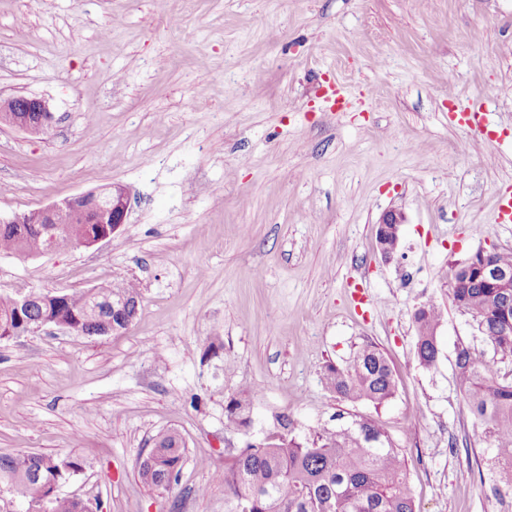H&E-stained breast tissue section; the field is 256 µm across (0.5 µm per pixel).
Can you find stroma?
<instances>
[{"label": "stroma", "instance_id": "stroma-1", "mask_svg": "<svg viewBox=\"0 0 512 512\" xmlns=\"http://www.w3.org/2000/svg\"><path fill=\"white\" fill-rule=\"evenodd\" d=\"M12 94L45 98L53 122L0 127V217L109 184L129 209L112 241L0 252V296L132 282L141 299L106 336L0 342V452L84 457L58 493L93 512H225V462L280 415L301 440L361 416L403 453L417 512H512L455 359L477 349L507 381L512 360L448 284L451 266L512 251L494 221L512 193V0H0ZM469 98L494 140L449 123ZM391 208L406 222L386 260ZM427 303L431 367L415 357ZM367 343L395 374L379 408L323 379ZM240 396L251 424L231 428ZM168 428L185 458L158 490L135 465ZM405 224L402 213L396 209L385 211L377 222L376 246L384 258H390L399 245L400 227ZM441 320L442 312L433 304L423 305L415 312L416 356L419 363L425 367H431L436 363L438 355L436 331Z\"/></svg>", "mask_w": 512, "mask_h": 512}]
</instances>
